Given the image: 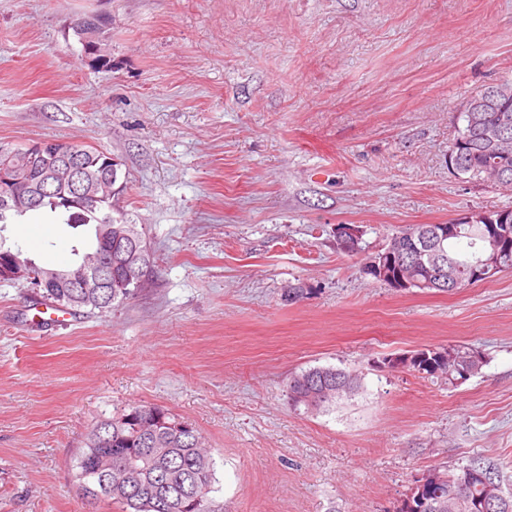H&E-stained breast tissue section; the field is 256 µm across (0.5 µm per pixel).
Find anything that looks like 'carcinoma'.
Returning <instances> with one entry per match:
<instances>
[{
	"mask_svg": "<svg viewBox=\"0 0 512 512\" xmlns=\"http://www.w3.org/2000/svg\"><path fill=\"white\" fill-rule=\"evenodd\" d=\"M501 113L498 106L491 103L481 112H461L458 116L459 125L455 127L449 151H454L457 141L465 140V158L463 175L470 179L486 180L495 168H501L508 176V181L501 187L512 190V137L503 143L498 153L489 154L483 149L480 130L487 124L498 121ZM65 156L76 157L81 166L82 192L84 208L75 209L66 206L71 197L70 186L56 182L46 185L50 171ZM120 163L112 153L92 146H84L57 140H39L9 151L0 152V203L10 200L11 205H21L8 217V222L16 223V219L43 209L61 210L68 213L67 224L99 226L104 218H112V226L126 223L124 216L112 215V187L119 179ZM418 236L406 243L407 271L411 287L421 292H430L431 286L423 285L428 279L425 267L412 263L417 251L433 254L438 261L454 267L456 280L448 287L440 288V292L449 293L471 284V267L477 258L490 247L478 227L474 224L459 225V232L453 239L441 244L421 234L426 228L424 224L415 225ZM140 285L131 287L107 288L104 298L93 305L100 311H108L116 303H122L135 295ZM77 289L71 287L69 281H59L43 289L40 304L47 307L74 310L86 307V304L75 300ZM473 349L463 345H449L434 348H423L409 351L395 359L388 360L390 367L408 368L427 377L444 379L448 385L456 387L470 377L481 372L472 361ZM361 378L351 372L335 367H313L293 374L288 383L289 399L297 403H307L309 392L319 393L316 407L332 405L336 401L351 398L359 393ZM163 414L168 426L152 429L143 424L145 417L152 412ZM127 416L124 424L109 429V424H100L91 428L88 433L86 449L77 462L78 474L88 478L95 477L94 457L108 448L112 450V462L122 464L121 454L135 448L143 447L144 440L163 439L170 444L171 452L152 465L150 478L154 482L157 495L169 502L178 504L173 509H154L143 500L126 497L117 492L112 493V501L121 506L122 512H212L209 493L214 482V462L209 452L203 448L196 429L192 428L180 435L171 425L180 420L165 410L148 405H134L122 411ZM437 476L434 490L440 495H431L425 500L412 492L405 501L400 512H481L484 494L483 480L500 482L495 467L481 460H474L467 466L454 472L451 470H431ZM198 488L206 507L192 504L186 495L188 483Z\"/></svg>",
	"mask_w": 512,
	"mask_h": 512,
	"instance_id": "carcinoma-1",
	"label": "carcinoma"
}]
</instances>
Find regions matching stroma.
I'll return each instance as SVG.
<instances>
[{"mask_svg": "<svg viewBox=\"0 0 512 512\" xmlns=\"http://www.w3.org/2000/svg\"><path fill=\"white\" fill-rule=\"evenodd\" d=\"M112 19L108 68L74 32ZM512 80V0H0V150L57 139L120 162L114 210L151 255L132 299L57 315L0 283V512H120L80 492L89 429L135 404L192 423L214 512H400L434 468L482 458L512 493V271L398 292L336 246L511 208L458 177L463 101ZM8 245L66 268L88 226L13 224ZM303 286L292 301L289 288ZM481 352L451 388L384 366ZM361 392L291 404V373ZM361 387V378L356 374L335 367H313L290 377L288 394L290 400L307 406L309 392L315 390L319 396L314 408H321L357 395Z\"/></svg>", "mask_w": 512, "mask_h": 512, "instance_id": "35a3bbf8", "label": "stroma"}]
</instances>
